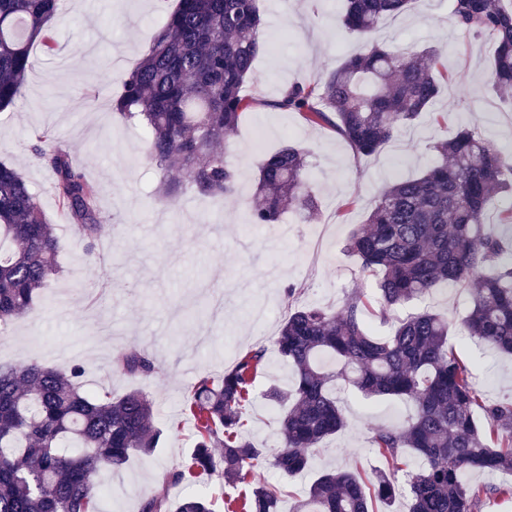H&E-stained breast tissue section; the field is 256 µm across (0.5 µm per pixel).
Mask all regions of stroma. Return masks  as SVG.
<instances>
[{
	"label": "stroma",
	"instance_id": "35a3bbf8",
	"mask_svg": "<svg viewBox=\"0 0 512 512\" xmlns=\"http://www.w3.org/2000/svg\"><path fill=\"white\" fill-rule=\"evenodd\" d=\"M176 2L63 0L55 21L57 52L48 56L33 48L34 68L20 100L0 112V161L30 181L61 241L59 274L28 315L0 332V365L34 358L64 371L80 363L86 391L119 396L139 388L155 402L163 431L159 445L151 456L132 457L121 472L101 475V512H140L144 500L163 490L173 498L207 495L222 512L227 498L261 484L286 485L281 512H294L309 476L282 481L266 460L242 483L225 482L215 472L187 487H166V474L194 447L193 425L183 409L190 387L200 377L222 375L241 353L267 347L245 430L276 449L279 412L262 393L271 383L286 387L292 381L271 349L288 312L285 287L297 285L303 300L335 309L353 289L373 294V278L362 274L346 243L378 191L391 180L421 174L434 159L433 143L463 125L478 128L498 150L512 154V102L486 83L493 37L461 30L448 0H420L414 10L387 18L379 37L399 46L446 45L443 65L450 82L433 109L447 119L439 123L422 116L379 154L354 156L331 126L268 106L286 85L320 78L358 51L361 38L337 23L342 0H260L265 31L280 47L276 55L255 60L247 91L262 104L247 112L229 137L231 160L240 172L237 192L202 198L186 187L173 208L160 196V172L144 157L142 127L126 123L111 102L122 90L121 77L147 53ZM42 125L56 128L74 163L100 187L108 226L94 255H86L77 241L50 190L49 169L31 151L28 132ZM258 134L269 153L288 143L307 150L321 200L309 223H297L290 213L279 225L247 223ZM133 342L153 359L157 374L131 379L111 373L113 351ZM453 342L475 363L489 398L512 397V359L479 350L463 336ZM337 395L347 425L320 445L318 467L368 476L386 469L370 438L377 428L404 420L411 403L373 402L344 387Z\"/></svg>",
	"mask_w": 512,
	"mask_h": 512
}]
</instances>
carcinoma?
I'll return each instance as SVG.
<instances>
[{"instance_id":"obj_1","label":"carcinoma","mask_w":512,"mask_h":512,"mask_svg":"<svg viewBox=\"0 0 512 512\" xmlns=\"http://www.w3.org/2000/svg\"><path fill=\"white\" fill-rule=\"evenodd\" d=\"M417 0H344L338 22L365 38L363 50L313 82L286 86L271 106L299 112L313 124L330 122L356 156H371L428 111L448 75L441 46L397 48L374 39L382 21L412 10ZM62 0H0V111L22 96L38 44L55 54L54 21ZM457 25L491 33V89L512 97V0H451ZM272 45L258 0H178L137 66L122 77L112 110L147 130L146 158L162 174V195L174 205L188 185L200 196H232L237 172L227 143L256 100L244 88L253 62ZM35 158L53 173V194L75 236L94 253L104 229L99 186L73 163L50 127L30 131ZM435 162L422 174L387 184L347 250L376 278V317L391 331L377 336L366 319L368 297L349 293L339 309L309 304L296 288L273 339L292 383L264 399L280 407L282 444L273 453L244 433L267 349L242 354L217 377H203L185 400L195 445L168 485L211 472L243 480L267 457L281 477L315 471L295 512H392L395 475L371 481L340 468L314 470L318 447L346 425L333 390L343 381L366 399L398 397L414 404L400 424L377 429L371 447L407 474L408 512H481L486 501L512 500V483H473V471L512 473V399L490 400L476 384L473 363L449 341L457 333L512 357V208L489 220L512 192V156L484 135L460 128L433 146ZM248 204V223L278 224L291 211L302 222L318 212V190L307 176V152L294 145L261 156ZM60 241L26 177L0 162V331L29 313L38 292L59 273ZM448 288L468 294L458 321L424 309L395 312ZM111 368L130 377L156 371L137 345L112 355ZM76 364L64 372L37 360L0 367V512H98L99 477L124 469L134 454L160 441L153 405L140 389L114 397L89 394ZM221 449L215 454L214 449ZM283 488L258 486L224 502V512H280ZM141 512H215L212 500L168 492L147 499Z\"/></svg>"}]
</instances>
